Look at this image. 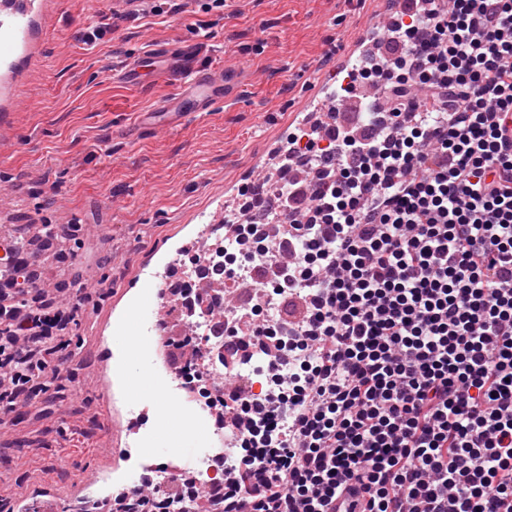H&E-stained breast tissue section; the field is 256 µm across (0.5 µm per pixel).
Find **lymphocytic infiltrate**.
Instances as JSON below:
<instances>
[{"mask_svg":"<svg viewBox=\"0 0 512 512\" xmlns=\"http://www.w3.org/2000/svg\"><path fill=\"white\" fill-rule=\"evenodd\" d=\"M387 51L352 74L381 89L382 131L338 121L289 134L332 178L292 180L262 204L297 253L257 281L273 318L228 319L232 361L283 348L303 354L263 450L244 447L210 512H512V0H408ZM15 276L0 282V423L17 403L40 410L78 354L66 331L90 296L60 267L66 303L40 287L23 241L0 244ZM171 478L162 499H118L141 512L189 499Z\"/></svg>","mask_w":512,"mask_h":512,"instance_id":"obj_1","label":"lymphocytic infiltrate"}]
</instances>
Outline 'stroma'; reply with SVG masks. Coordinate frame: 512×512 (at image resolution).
<instances>
[{
	"mask_svg": "<svg viewBox=\"0 0 512 512\" xmlns=\"http://www.w3.org/2000/svg\"><path fill=\"white\" fill-rule=\"evenodd\" d=\"M206 3L141 10L88 44L82 33L107 23L112 0H52L43 49L0 124V182L11 185L13 199L0 225L32 218L81 225V248L57 242L45 260L74 251L82 276L106 285L104 301L82 322L79 362L48 410L0 431V512H11L21 491L43 486L61 512H73L83 495L79 476L122 474L124 416L116 414L109 429L95 328L110 329L112 305L126 301L124 283L154 250L237 195L298 127L305 100L341 82V57L381 19V0H226L220 11ZM175 44L215 70L244 67L241 101L177 131L113 138L175 85L158 79L129 87L114 72L142 50Z\"/></svg>",
	"mask_w": 512,
	"mask_h": 512,
	"instance_id": "35a3bbf8",
	"label": "stroma"
}]
</instances>
